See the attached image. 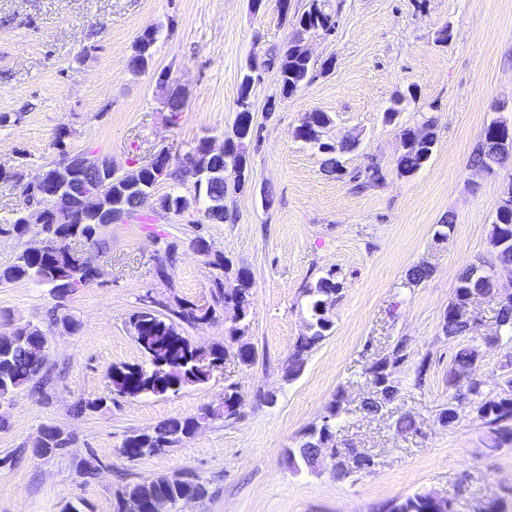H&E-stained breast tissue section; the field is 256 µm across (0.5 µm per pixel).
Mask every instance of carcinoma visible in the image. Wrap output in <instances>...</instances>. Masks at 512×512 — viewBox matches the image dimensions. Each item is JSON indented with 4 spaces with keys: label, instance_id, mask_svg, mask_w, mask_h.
<instances>
[{
    "label": "carcinoma",
    "instance_id": "1",
    "mask_svg": "<svg viewBox=\"0 0 512 512\" xmlns=\"http://www.w3.org/2000/svg\"><path fill=\"white\" fill-rule=\"evenodd\" d=\"M314 7L307 8L296 17L297 27L311 28L318 23H330V28H336L333 14L325 8V0H311ZM158 29L148 28L138 38L133 54L129 60V68L138 73L151 61L150 48L156 40ZM310 60L301 58V51L293 48L279 56L278 76L282 97L288 98L297 92L310 80ZM255 82L254 75H244L239 88L234 122L253 123L251 91ZM414 90H407L393 98L392 105L383 113L387 124H396L401 112L415 101ZM332 123V118L326 112L314 111L309 113L302 123L296 127L294 138L316 149L324 155L323 164L330 172L341 171L340 157L352 151L358 144V139L348 138L338 142L324 140L325 129ZM498 120L488 123L475 145L470 162L473 166L485 167L498 165L505 167L512 163V158L502 157L497 153ZM416 129L405 127L400 131V149L395 158V167L399 175H414L430 160L437 139L430 137V145L423 148L415 147L413 134ZM248 140L235 145L222 154H208L203 143H198L190 149L196 156L198 171L202 172L201 193L204 195L206 207L204 213L209 220L215 222H232L234 216L224 204V181L238 167L241 158L246 155ZM385 180L383 168L370 164L365 167L363 174L353 177L355 188L358 190L379 186ZM77 210L82 217V223L71 224L66 217L48 213V222L43 225V231L50 234L56 247L45 255H32L24 250L15 262L0 269V283L27 280L37 284L47 285L63 298L71 289L84 286L95 280L94 273L88 268L77 264L74 252L68 242L82 238L91 244L97 243V235L103 224L100 210L109 206L112 213H134L138 204L139 189H128V183L120 180L105 188L101 193H91L82 189L81 185L73 188ZM186 196L169 193L160 198L159 207L163 211L181 213L185 208ZM498 214L492 223L490 244L492 257L486 261L488 275L480 280L473 275L472 267H467L461 277L460 286L455 298L448 303L443 316L442 330L448 337L457 338L469 333L467 322L458 314L461 298L474 289L493 288L496 277L503 274L512 275V206L506 209L497 208ZM198 251L211 257V264L229 268L224 254L212 251L210 243L199 237L196 239ZM431 276V270L423 264H415L406 271V280L411 285H419ZM237 286L224 287L220 280L215 282L212 297L215 303H225L227 296L238 299L242 317L236 325L229 329L230 341L245 334L249 326L247 322L250 307V280L248 273L239 269L236 273ZM340 291L339 284L331 277H320L305 289L310 299L311 321L309 334L300 337L288 356L286 378L292 381L304 371L307 354L321 341L333 327V321L327 315V303L333 295ZM215 309L208 307L197 308L190 303L159 309L142 308L133 313L129 327L144 361L137 364L121 363L112 366L108 372L111 393L130 397L154 396L165 397L175 395L183 389L201 385L209 381L212 371L224 365L228 347L215 343L209 347L194 346L190 337L185 335V327L195 326L211 319ZM496 327L500 334L492 337L491 342H501L505 345L512 343V299L499 303L496 315ZM47 339L44 331L37 325L25 323L15 327L8 335L0 336V402L10 401L15 394L37 388L47 380L48 370L37 357V351ZM409 355L404 353L403 344H398L392 352L384 354L371 362L366 369L372 385L368 396L361 402V409L372 415H377L393 403L400 392V368L408 363ZM480 352L469 344L460 345L450 358L448 367V384L457 386V379L464 376L471 380L470 413L473 418L488 427L492 433L501 439L512 438V356H506L501 366L499 380L493 387L487 382L479 370ZM241 399L238 386L228 385L224 389V407L201 408L200 412L187 418H171L158 424L150 433L129 435L125 438L121 454L128 460L154 454V448L162 441L169 445L178 443L189 437L193 427L209 420L224 418L230 420L234 416L233 408ZM343 394L337 393L336 398L327 407L326 415L320 424L311 427L306 439L296 448L288 449V462L297 468L303 464L307 467L316 462L315 449L321 453L336 457L331 473L343 477L346 472L341 470V457L353 458L358 470L364 471L374 465L371 456L355 448H340L336 442V420L342 415ZM460 419L455 397L448 399V405L438 416L443 426L451 427ZM71 438L59 437L50 431V427L40 429L33 444L34 452L40 456H52L69 446ZM209 481L201 476L193 475L189 483L177 480L165 481L152 478L126 483L117 498V512H123L128 505L144 506L158 496L168 498L172 505H177L186 496L201 499L208 495ZM386 512H450V499L431 490H419L401 501L387 506Z\"/></svg>",
    "mask_w": 512,
    "mask_h": 512
}]
</instances>
